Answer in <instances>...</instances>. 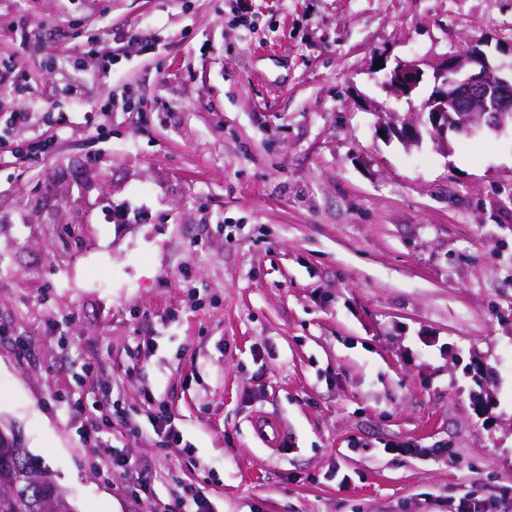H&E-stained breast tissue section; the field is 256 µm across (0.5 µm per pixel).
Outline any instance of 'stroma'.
Wrapping results in <instances>:
<instances>
[{
	"instance_id": "1",
	"label": "stroma",
	"mask_w": 512,
	"mask_h": 512,
	"mask_svg": "<svg viewBox=\"0 0 512 512\" xmlns=\"http://www.w3.org/2000/svg\"><path fill=\"white\" fill-rule=\"evenodd\" d=\"M474 44L512 61V0H0V116L33 113L0 131V421L77 512H512V126L378 129L421 102L385 69ZM381 128L386 137H396L406 146L418 144L421 140L420 127L415 119L401 122L400 126L395 121H390L384 123ZM149 414L153 418V427L157 435L164 433L173 443H180V435L172 427L171 414L163 403H156L150 396L146 397ZM254 431L268 448L279 450L287 446L288 435L285 428L272 417H257L254 421Z\"/></svg>"
}]
</instances>
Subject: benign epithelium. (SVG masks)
<instances>
[{
  "label": "benign epithelium",
  "mask_w": 512,
  "mask_h": 512,
  "mask_svg": "<svg viewBox=\"0 0 512 512\" xmlns=\"http://www.w3.org/2000/svg\"><path fill=\"white\" fill-rule=\"evenodd\" d=\"M421 60L399 61L387 74L386 85L399 97L410 98L427 78L433 90L419 107L427 117L431 134L443 150H449L448 133H468L483 125L490 129L506 126L512 118V63H492L479 45L461 54L445 57L427 75ZM385 136L407 146L421 140L418 121L382 126Z\"/></svg>",
  "instance_id": "obj_1"
}]
</instances>
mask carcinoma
Wrapping results in <instances>:
<instances>
[{
    "instance_id": "carcinoma-1",
    "label": "carcinoma",
    "mask_w": 512,
    "mask_h": 512,
    "mask_svg": "<svg viewBox=\"0 0 512 512\" xmlns=\"http://www.w3.org/2000/svg\"><path fill=\"white\" fill-rule=\"evenodd\" d=\"M0 512H75L51 472L0 432Z\"/></svg>"
}]
</instances>
